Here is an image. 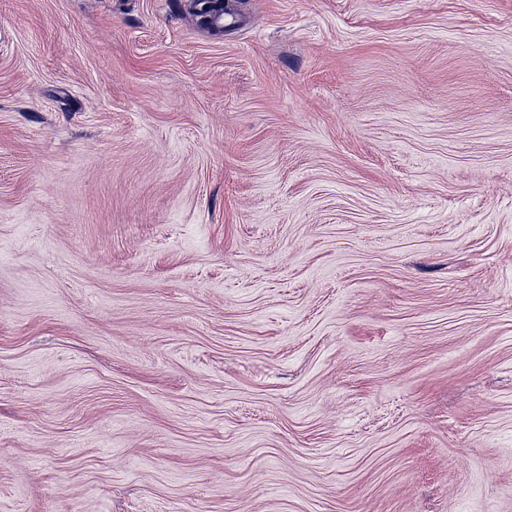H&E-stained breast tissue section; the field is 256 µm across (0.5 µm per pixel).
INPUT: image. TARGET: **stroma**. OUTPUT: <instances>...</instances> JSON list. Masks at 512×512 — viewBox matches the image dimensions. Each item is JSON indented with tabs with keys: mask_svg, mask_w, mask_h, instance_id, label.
Masks as SVG:
<instances>
[{
	"mask_svg": "<svg viewBox=\"0 0 512 512\" xmlns=\"http://www.w3.org/2000/svg\"><path fill=\"white\" fill-rule=\"evenodd\" d=\"M0 0V512H512V0Z\"/></svg>",
	"mask_w": 512,
	"mask_h": 512,
	"instance_id": "obj_1",
	"label": "stroma"
}]
</instances>
